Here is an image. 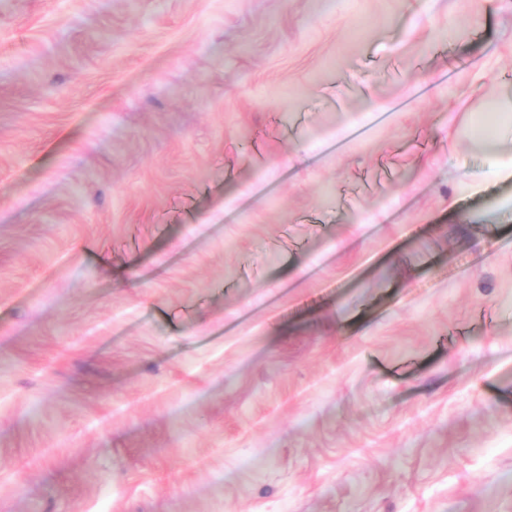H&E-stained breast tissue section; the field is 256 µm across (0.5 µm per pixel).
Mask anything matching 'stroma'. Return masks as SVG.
Masks as SVG:
<instances>
[{"label": "stroma", "instance_id": "stroma-1", "mask_svg": "<svg viewBox=\"0 0 512 512\" xmlns=\"http://www.w3.org/2000/svg\"><path fill=\"white\" fill-rule=\"evenodd\" d=\"M512 0H0V512H512Z\"/></svg>", "mask_w": 512, "mask_h": 512}]
</instances>
